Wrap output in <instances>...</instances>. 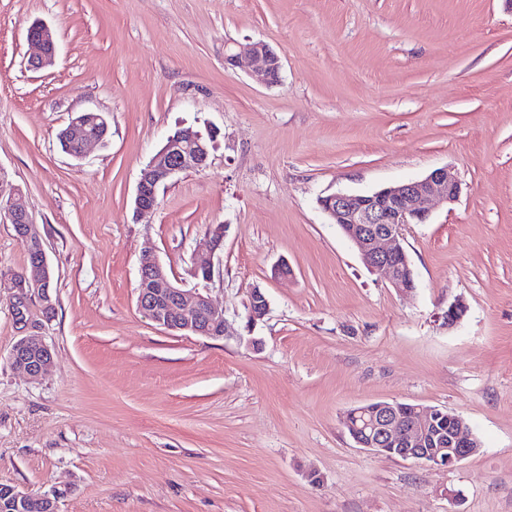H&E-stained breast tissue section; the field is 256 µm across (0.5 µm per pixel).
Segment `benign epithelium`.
Wrapping results in <instances>:
<instances>
[{
	"mask_svg": "<svg viewBox=\"0 0 512 512\" xmlns=\"http://www.w3.org/2000/svg\"><path fill=\"white\" fill-rule=\"evenodd\" d=\"M28 40L37 45L39 53L28 59L27 67L41 70L49 66L56 55V40L51 27L34 23L28 30ZM247 55L255 72L269 83L278 81L281 70L280 56L266 43L255 41L243 48L224 45V63L235 65L241 55ZM68 135L82 147L71 153L79 159L89 144L104 143V136L85 132V125L72 117L67 125ZM209 148L201 133L190 128L179 129L168 137L164 146L145 168L137 184L133 200L138 215L157 206V194L175 174L186 170H203L208 165ZM457 175L449 168L433 170L422 179L387 186L368 194L335 193L324 197L320 205L331 223L341 227L354 244L364 265L382 272L399 291H412V268L400 241L408 224L423 223L428 211L421 207L427 198L453 204L460 195ZM0 220L21 224L19 237L27 250L38 261L31 276H22L17 288L25 295H34L46 307H52L50 282L52 273L40 239L32 233V220L20 202V192L7 189L0 181ZM224 226H217L209 241V250L195 257L193 276L204 284L214 275V257L221 250ZM137 306L154 323L172 331H184L209 338L228 335V322L224 312L212 306L209 298L199 289L188 292L178 287L155 258L152 247H144L140 270ZM269 311V303L259 288L249 293L247 323L255 325ZM466 306L457 301L442 315L444 325L455 326L465 315ZM9 360L16 369L31 376L46 374L54 363V353L44 340L24 336L16 341L9 352ZM344 424L361 447L385 457L413 460L436 467L451 468L475 454L478 441L464 428L462 418L447 410L428 408L399 401H381L351 409Z\"/></svg>",
	"mask_w": 512,
	"mask_h": 512,
	"instance_id": "7a95c632",
	"label": "benign epithelium"
}]
</instances>
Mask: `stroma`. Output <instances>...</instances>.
<instances>
[{
  "label": "stroma",
  "instance_id": "1",
  "mask_svg": "<svg viewBox=\"0 0 512 512\" xmlns=\"http://www.w3.org/2000/svg\"><path fill=\"white\" fill-rule=\"evenodd\" d=\"M37 20L57 55L34 72ZM251 41L280 56L278 82L225 64ZM84 110L110 129L77 160L57 135ZM181 126L217 130L208 166L135 219L140 173ZM445 166L461 194L407 226L400 293L319 201ZM0 178L54 302L20 298L28 251L0 222V483L58 490L61 512H512L507 0H0ZM216 224L208 293L230 336L157 325L137 307L145 244L189 290ZM256 287L269 312L251 327ZM29 335L54 351L38 378L7 360ZM392 400L459 413L478 452L440 469L356 445L347 411ZM6 191L0 178V222L3 218L9 221L8 224L13 225L16 233V228L21 226L20 224H26L20 229L18 236L26 243L28 252L36 255L38 258L32 275L30 277L23 275L22 278H19L17 288L21 290L22 294H25L22 298L28 295H30V297L32 295L37 296L46 304V308H51L53 305L50 294L52 273L46 259L43 245L40 239L32 233L31 224H33V222L26 208L20 202V192L18 189L11 187L8 189L6 205L2 207V198Z\"/></svg>",
  "mask_w": 512,
  "mask_h": 512
}]
</instances>
